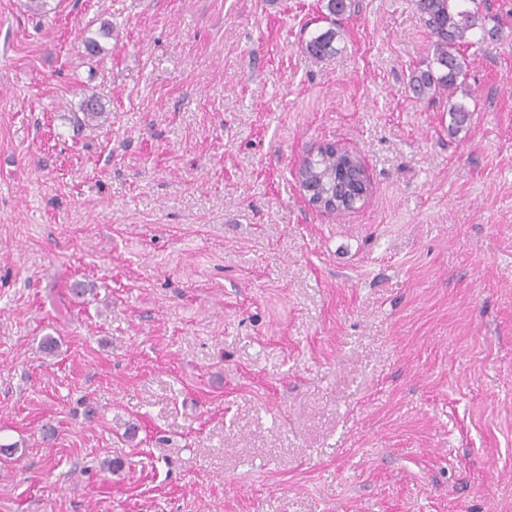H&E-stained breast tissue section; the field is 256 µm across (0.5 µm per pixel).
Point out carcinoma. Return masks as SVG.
<instances>
[{
    "instance_id": "cac0c4a2",
    "label": "carcinoma",
    "mask_w": 512,
    "mask_h": 512,
    "mask_svg": "<svg viewBox=\"0 0 512 512\" xmlns=\"http://www.w3.org/2000/svg\"><path fill=\"white\" fill-rule=\"evenodd\" d=\"M422 25L432 36V55L426 68L415 71L410 79V90L416 97L453 94L465 84L467 51L484 42L500 37L501 26H487L494 19L489 14L487 0H415ZM352 7L351 0H326L324 19L331 27L313 36L305 45L312 55L325 56L336 52V18ZM83 120L92 123L104 115L99 101L86 98L81 104ZM311 175L317 181L318 191L327 195L345 196V188L352 187L357 178V164H350L347 155L326 151L312 158Z\"/></svg>"
}]
</instances>
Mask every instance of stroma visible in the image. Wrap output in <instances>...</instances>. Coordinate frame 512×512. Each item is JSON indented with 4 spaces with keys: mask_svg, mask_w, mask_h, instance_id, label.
I'll use <instances>...</instances> for the list:
<instances>
[{
    "mask_svg": "<svg viewBox=\"0 0 512 512\" xmlns=\"http://www.w3.org/2000/svg\"><path fill=\"white\" fill-rule=\"evenodd\" d=\"M489 2L501 37L419 99L414 0H357L325 57L324 0H0V512H512ZM327 143L366 162L356 210L294 177ZM336 28L330 27L326 31L313 36L305 45V49L312 55L325 56L336 52L334 42Z\"/></svg>",
    "mask_w": 512,
    "mask_h": 512,
    "instance_id": "obj_1",
    "label": "stroma"
}]
</instances>
